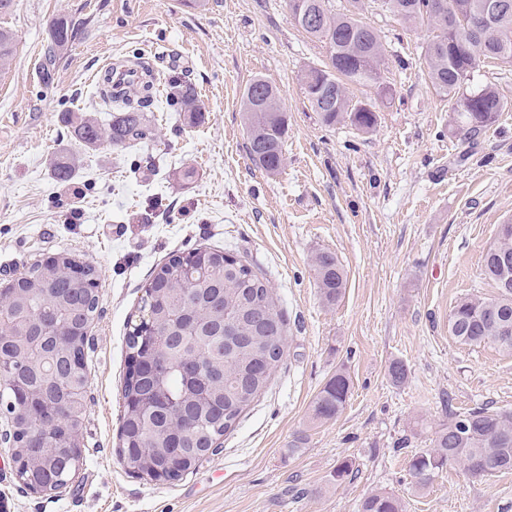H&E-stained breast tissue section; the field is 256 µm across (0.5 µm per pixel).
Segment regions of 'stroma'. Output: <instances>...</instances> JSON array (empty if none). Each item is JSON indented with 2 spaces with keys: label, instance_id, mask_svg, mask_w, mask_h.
<instances>
[{
  "label": "stroma",
  "instance_id": "obj_1",
  "mask_svg": "<svg viewBox=\"0 0 512 512\" xmlns=\"http://www.w3.org/2000/svg\"><path fill=\"white\" fill-rule=\"evenodd\" d=\"M62 14L77 36L53 58L51 23ZM361 18L381 33L394 88L382 103L351 87L376 109L369 134L325 126L312 111L302 77L326 49L295 25L288 0H209L203 11L186 0H17L0 14L16 36L0 72V283L27 260L66 253L95 266L99 295L79 475L32 492L0 447V512H358L373 491L398 496L405 512H512V471L474 478L451 465L424 489L409 474L449 411L512 410V354L448 332L456 300L496 293L481 265L512 218V68L491 61L474 72L473 85L494 83L509 108L471 143L429 82L431 28L375 8ZM135 54L158 75L149 114L157 143L86 149L61 113L106 119L94 74L105 59ZM172 76L194 84L204 121L166 105ZM257 76L278 89L288 116L274 176L250 160L240 112ZM57 153L80 159L66 186L50 172ZM199 247L229 251L267 279L287 349L219 453L155 482L118 455L127 333L153 270ZM320 251L335 253L347 275L330 307L311 268ZM395 360L409 370L399 386L388 378ZM341 367L351 377L343 413L309 426L314 399ZM346 457L354 472L335 483Z\"/></svg>",
  "mask_w": 512,
  "mask_h": 512
}]
</instances>
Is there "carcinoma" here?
<instances>
[{
  "label": "carcinoma",
  "instance_id": "obj_1",
  "mask_svg": "<svg viewBox=\"0 0 512 512\" xmlns=\"http://www.w3.org/2000/svg\"><path fill=\"white\" fill-rule=\"evenodd\" d=\"M329 0H288L292 14L310 13L314 25L303 28L323 43L327 62L312 66L303 75L307 99L321 121L330 126L348 121L363 133L373 131L377 116L372 106L352 102L349 86L369 85L377 97L393 96L384 79L385 55L379 32L364 24L360 12L365 0H347L342 12H332ZM385 11L406 24L428 22L435 35L426 47V65L437 94L448 98L459 114L465 133L478 135L491 128L505 103L491 85L471 87L476 68L485 61L512 67V0H502L504 8L492 24L468 32L484 12L487 0H379ZM77 35L75 25L64 15L52 24L51 53L67 49ZM14 52L12 32L0 28V71L7 69ZM146 94L114 101L112 121L103 126L81 111H66L61 122L74 138L92 148L108 143L115 150L148 144L155 133L149 124L154 97ZM166 103L189 120L203 118L193 84L172 79ZM240 112L248 137L252 161L268 175H276L284 164L283 142L288 117L278 91L261 77L245 88ZM78 161L71 155L55 156L50 164L53 178L61 183L74 180ZM512 257V222L500 225L496 240L483 256L482 272L494 288H499L502 266L499 257ZM313 268L322 301L333 305L346 288V273L335 254L321 251L313 257ZM99 297L94 288H85L60 269H45L35 261L22 273L21 292L0 320V334L37 336L54 326L65 328L67 340L85 335L95 319ZM141 308L147 323L165 338L157 350L142 344V331L127 336L131 353L143 358L145 368L158 367L161 377L145 372L126 380V399H147L153 410L125 407L122 414L124 467L141 475L177 468L186 473L217 454L224 434L233 430L242 413L266 388L283 361L287 330L278 297L268 282L245 261L229 258L226 252L197 249L175 256L154 272L145 286ZM512 327V292L492 298L466 295L459 298L448 317V331L458 342L469 346L491 343L512 353V335L501 336L496 321ZM249 337L235 345L231 335ZM198 358L204 369L222 371L205 375L202 383L190 384L180 372L187 359ZM351 390L347 372L336 371L323 386L312 406L313 425L328 422L344 410ZM180 401L171 411L166 399ZM87 397L72 401L64 417L56 422L59 442L84 423ZM73 455L67 448H54L33 460L32 475L49 472L61 478L70 468ZM463 467L473 477H485L512 470V411L489 407L452 414L448 423L434 433L432 448L414 455L409 472L419 488L431 484L448 463ZM359 512H403L401 500L387 492H374L360 503Z\"/></svg>",
  "mask_w": 512,
  "mask_h": 512
}]
</instances>
